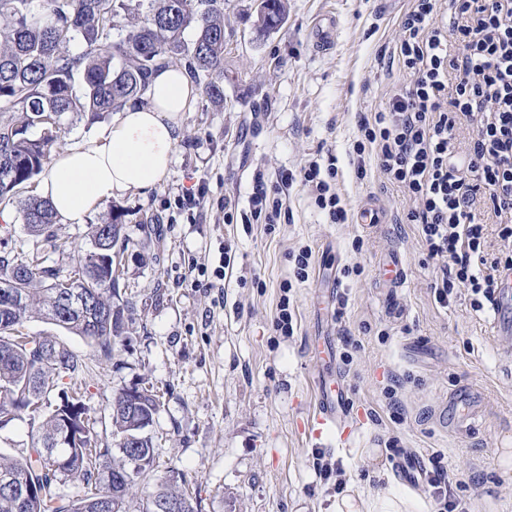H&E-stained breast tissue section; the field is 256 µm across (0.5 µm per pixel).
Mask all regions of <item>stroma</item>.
Here are the masks:
<instances>
[{
  "mask_svg": "<svg viewBox=\"0 0 512 512\" xmlns=\"http://www.w3.org/2000/svg\"><path fill=\"white\" fill-rule=\"evenodd\" d=\"M411 0H288L283 27L259 38L256 0H226L224 103L198 95L184 115V138L167 178L154 189L102 202L86 223L54 224L66 254L45 249L68 270L87 249V227L117 211L127 238L128 330L111 360L80 337L34 318L31 336L66 341L86 365L85 403L107 422L112 397L139 382L163 394L149 432L162 465L197 488L201 512H336L340 496L395 490L434 505L396 472V448L441 463L470 512H512V335L466 291L448 306L432 286L442 265L429 259L410 203L375 166L358 179L353 143L361 116L381 110L398 69L381 64L402 35ZM336 17L331 46L316 23ZM336 157V190L352 219L330 224L300 187L281 222L228 224L221 201L248 207L256 174L275 180L326 154ZM191 197L183 211L175 196ZM377 221L362 224L360 212ZM233 269L223 287L214 270L223 246ZM311 246L306 282L294 279L293 251ZM399 257L401 286L390 281ZM361 274H351V267ZM291 291H284V284ZM289 295L294 333L272 326ZM336 353L354 430L325 455L341 468V489L313 468L311 422L318 401L319 352ZM478 400L480 425L456 429L448 399Z\"/></svg>",
  "mask_w": 512,
  "mask_h": 512,
  "instance_id": "obj_1",
  "label": "stroma"
}]
</instances>
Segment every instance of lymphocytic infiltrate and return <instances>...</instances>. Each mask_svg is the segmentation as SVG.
Instances as JSON below:
<instances>
[{
    "mask_svg": "<svg viewBox=\"0 0 512 512\" xmlns=\"http://www.w3.org/2000/svg\"><path fill=\"white\" fill-rule=\"evenodd\" d=\"M438 0H413L403 35L391 55L406 75L391 86L384 107L362 119L353 144L358 178L374 160L380 174L402 189L406 214L419 227L430 258L443 274L434 286L440 305L467 288L475 310L495 304L512 271V0H453L452 25L433 22ZM471 126L466 151L454 140ZM334 155L314 159L278 184L256 174L246 224L281 218V189L300 184L328 223L349 220L336 191ZM497 245H490L489 233ZM423 489L437 512H468L452 491L440 460L425 473Z\"/></svg>",
    "mask_w": 512,
    "mask_h": 512,
    "instance_id": "1",
    "label": "lymphocytic infiltrate"
}]
</instances>
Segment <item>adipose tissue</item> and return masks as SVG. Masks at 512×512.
<instances>
[{
  "label": "adipose tissue",
  "mask_w": 512,
  "mask_h": 512,
  "mask_svg": "<svg viewBox=\"0 0 512 512\" xmlns=\"http://www.w3.org/2000/svg\"><path fill=\"white\" fill-rule=\"evenodd\" d=\"M196 96L185 68L155 72L145 98L116 112L105 135L56 154L38 195L61 223L82 224L107 199L155 188L170 171Z\"/></svg>",
  "instance_id": "obj_1"
}]
</instances>
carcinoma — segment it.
<instances>
[{
  "mask_svg": "<svg viewBox=\"0 0 512 512\" xmlns=\"http://www.w3.org/2000/svg\"><path fill=\"white\" fill-rule=\"evenodd\" d=\"M0 0V212L18 207L30 236L52 244L56 223L49 204L31 195L18 198L20 188L50 166L65 124L88 113L116 112L129 100L141 99L151 73L182 63L197 79L204 75L203 93L224 103V0ZM255 26L264 35L281 24L287 0H265ZM126 25L113 33L114 19ZM192 30L195 38L187 42ZM83 50L74 53L70 46ZM56 127L54 134L30 135V130ZM120 215L114 213L88 227L89 243L104 249L110 261L100 266L107 288L90 292L95 329L85 319L58 317L53 301L67 292L65 283L80 281L84 254L72 258L68 276L45 265L39 245L31 249L0 250V279L14 269L24 272L21 290L26 302L13 305L0 294V419L11 423L26 415L32 426L30 448L18 457L0 454V483L7 478L29 482L37 492L21 502L0 487V512H128L127 499L135 480L157 468L153 437L142 420H154L162 402L151 387L137 383L112 396V447L87 445L82 428L95 433L96 419L84 402V366L63 341L54 336L23 333L25 323L38 317L81 337L98 357L112 359L115 340L125 333V310L133 302L119 293V274L126 236ZM69 379V386L60 382ZM74 409L75 435L71 459L59 465L55 453L42 443L61 431L62 416L53 408L56 395ZM117 453H112V449ZM70 483L76 494L64 501L58 486ZM108 504L99 508V499ZM153 498L175 501L180 512H199L197 493L186 488L183 474L169 467L142 501L140 512H152Z\"/></svg>",
  "mask_w": 512,
  "mask_h": 512,
  "instance_id": "cac0c4a2",
  "label": "carcinoma"
}]
</instances>
